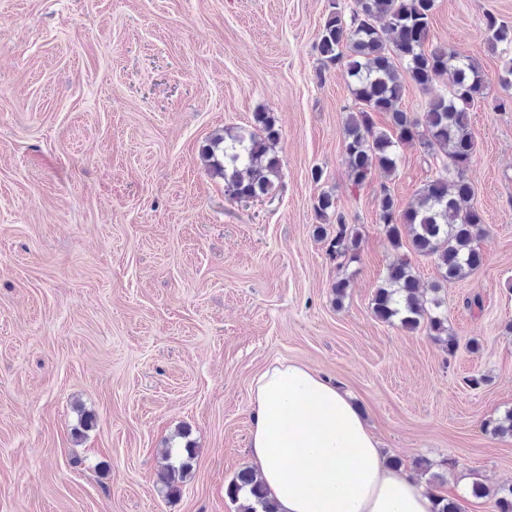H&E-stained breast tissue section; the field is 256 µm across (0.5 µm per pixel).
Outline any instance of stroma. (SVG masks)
<instances>
[{
    "label": "stroma",
    "instance_id": "35a3bbf8",
    "mask_svg": "<svg viewBox=\"0 0 512 512\" xmlns=\"http://www.w3.org/2000/svg\"><path fill=\"white\" fill-rule=\"evenodd\" d=\"M329 2L0 0V512H237L251 383L277 361L347 391L408 473L452 459L439 494L512 485V440L482 428L512 408V99L483 36L486 16L512 26V0H437L431 23L430 45L487 77L469 168L484 261L442 292L452 354L372 313L393 258L377 189L410 203L442 163L406 145L393 178L352 186L350 80L317 50ZM258 111L279 185L239 203L200 148ZM324 191L362 234L340 303ZM181 429L192 474L165 498ZM189 434L185 430H178L162 452V470L160 472L159 492L165 497H175L181 491L182 484L191 474L194 460V446L188 440ZM177 440L183 446L177 445Z\"/></svg>",
    "mask_w": 512,
    "mask_h": 512
}]
</instances>
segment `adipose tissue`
I'll list each match as a JSON object with an SVG mask.
<instances>
[{
	"instance_id": "obj_1",
	"label": "adipose tissue",
	"mask_w": 512,
	"mask_h": 512,
	"mask_svg": "<svg viewBox=\"0 0 512 512\" xmlns=\"http://www.w3.org/2000/svg\"><path fill=\"white\" fill-rule=\"evenodd\" d=\"M251 462L279 512H432L425 488L388 465L375 435L335 383L276 362L251 384Z\"/></svg>"
}]
</instances>
